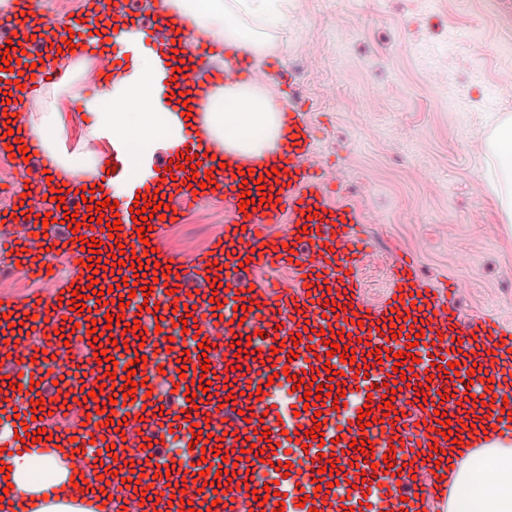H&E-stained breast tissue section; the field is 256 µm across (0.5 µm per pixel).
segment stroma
<instances>
[{"label": "stroma", "mask_w": 512, "mask_h": 512, "mask_svg": "<svg viewBox=\"0 0 512 512\" xmlns=\"http://www.w3.org/2000/svg\"><path fill=\"white\" fill-rule=\"evenodd\" d=\"M264 54L289 71L315 124L313 160L331 166L374 250L362 292H389L388 267L458 285L464 316L512 325V226L485 188L483 132L512 112V0H291ZM24 169L0 152V214ZM230 216L213 193L165 225L161 246L194 261Z\"/></svg>", "instance_id": "1"}]
</instances>
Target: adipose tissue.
Returning <instances> with one entry per match:
<instances>
[{
  "label": "adipose tissue",
  "mask_w": 512,
  "mask_h": 512,
  "mask_svg": "<svg viewBox=\"0 0 512 512\" xmlns=\"http://www.w3.org/2000/svg\"><path fill=\"white\" fill-rule=\"evenodd\" d=\"M154 8L179 14L198 36L218 38L258 50L268 37L288 24V0H153ZM153 63L142 55L130 75L101 81L93 95L79 97L81 111L91 113L83 137V153L58 156L67 175L97 174L101 158L95 145L110 131L124 135V172L128 180L142 176L143 155L180 137V128L151 107ZM56 93L36 88L26 98L34 117L30 127L47 150L64 132L55 110ZM207 137L219 141L227 155L271 158L282 135L280 107L269 87L235 82L210 96L203 116ZM488 153L484 181L501 213L512 221V114L499 113L484 132ZM72 458L68 449L40 447L12 460L9 479L0 478V512H110L99 486L89 488L84 502H71L67 484ZM479 496H471L474 484ZM448 512H512V443L495 442L460 457L451 478Z\"/></svg>",
  "instance_id": "adipose-tissue-1"
}]
</instances>
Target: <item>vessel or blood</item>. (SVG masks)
I'll use <instances>...</instances> for the list:
<instances>
[{
	"instance_id": "obj_1",
	"label": "vessel or blood",
	"mask_w": 512,
	"mask_h": 512,
	"mask_svg": "<svg viewBox=\"0 0 512 512\" xmlns=\"http://www.w3.org/2000/svg\"><path fill=\"white\" fill-rule=\"evenodd\" d=\"M101 0H87L88 12L83 20H70L68 27L56 28L57 38L81 35L88 24L100 15ZM112 23L116 27L112 42L127 54H135L150 46L154 55L155 111L166 113L175 124L183 120L182 113L169 109L167 97L174 84H181L193 97L197 108H204L214 87L227 79L258 81L268 73L256 69L244 48L220 41H190L188 20L170 24L168 18L143 15L137 0H113ZM5 27H47L32 0H18L17 9L0 19ZM185 49L189 59L185 75H175L177 49ZM32 51L43 65L36 72L38 82L60 81L57 66L47 63L52 52L50 44L35 42ZM223 56V68L211 67L210 61ZM282 123L289 136L280 142L267 165L243 161L241 167L224 170V195L231 206V218L222 232L216 234L207 249L194 263L187 264L176 256L157 250L163 224L174 221L181 209L197 199L206 198L208 190L192 191L187 186L190 173L204 175V166L196 170L174 171L172 179L158 195L159 201L170 202L164 218H153L152 229L139 237L136 222L131 219L142 184L160 178L159 161L148 160L143 168V180L128 183L121 176L124 167L123 147L119 141L109 144L114 166L106 178L107 186L121 189L122 201L116 213L105 214L101 224L81 225L71 230L64 225L66 212H82L79 196L67 195L63 208L53 210V225L24 224L19 229L0 233V264L19 269L29 277L47 278L48 267L57 255L68 256L76 266L69 282L50 296L28 295L17 302L0 305V372L11 381L19 382L11 399L0 402L6 417H19L25 427L10 439L6 450L0 451V461L22 453L21 440L27 433L41 428V421L32 417L31 401L43 397L46 411L68 415L71 433H52L51 445H73L78 451L79 467L74 471L75 482H82L91 472L122 471L127 450L139 451L142 458L156 466L148 497L133 491H115L112 512H173L168 495L182 496L192 502L197 512L211 506L212 486L183 484L170 457V444L188 448L191 462L205 461L207 468L218 469L222 463L214 449H189L193 430L217 438L226 445H238L243 454L237 462V476L224 482L222 500L226 512H309L302 507L304 496L315 493L309 477L312 464L321 463L323 456L335 455L340 466H359L366 481L350 489L353 502L371 504L383 497L391 504L390 512H422L426 502L446 503L449 486L447 477L456 471L458 460L453 455L434 462L431 448L448 447L445 431L461 439L462 425L474 426L476 432H488L494 439H512V421L503 419L505 401H512V326L477 314L463 317L447 288H427L419 284L413 263L400 261L392 272L391 289L378 305L366 302L362 294L361 269L373 254L369 241L357 230L361 215L347 202H332L327 194L328 175L312 161L313 127L306 110L288 107ZM10 126L13 136L28 149L35 172H56L57 162L47 154L31 135L23 115L13 116ZM215 142L198 140L189 135L177 142L171 151L179 155L211 154L217 151ZM252 169L260 184L240 186L236 174L239 168ZM279 177H272V169ZM265 185L269 202L257 205L255 212L244 214L239 208L241 191H256ZM120 220L122 229L110 232L108 225ZM95 238L101 243L102 254H110L111 244L126 248L122 267L108 266L98 276L112 284L110 304L101 305L95 299L85 302L86 312L69 309L74 288L86 287L89 272L83 267L89 251L81 241ZM148 256L151 265L144 276H135L131 267L134 257ZM286 269L288 279H260V272ZM136 278L138 286L150 287V295L131 294L123 286V278ZM219 288H212V281ZM330 286V295H323L322 286ZM175 295H168L169 287ZM129 299L126 307H118L121 299ZM221 300L220 310H213V300ZM338 304L335 312L325 311V300ZM150 303L148 318L160 325V332L149 333L138 340L126 331L127 323L137 319L143 303ZM97 316L123 314V322L113 324L109 334L91 339L83 326L87 313ZM197 320L195 328L185 330L181 322L186 315ZM423 323L424 335L417 346H410L407 330H392V316ZM315 329V336H305V328ZM43 337L39 349L27 342L29 329ZM73 331L82 344H93L95 350L113 349L120 341L121 349H113L114 359L104 363H77L70 359L60 330ZM345 333V345L354 349L356 358L365 360L366 368L328 356L324 330ZM297 337L294 348H286L284 340ZM218 347L224 360L212 363L210 373H203L199 341ZM248 341L246 357L237 360L233 343ZM389 352V359L376 362L375 351ZM402 353L403 366L409 367L406 388L391 392L390 382L396 380L393 371L395 353ZM146 356L145 366L137 368L133 377L137 384L133 399L109 404L112 394L124 393V367L137 356ZM186 358L185 374H178L179 358ZM456 363L458 376L436 375V365ZM334 366L336 376H328L327 366ZM167 368L177 391V407L162 412L161 404L147 394L148 386L156 385L160 368ZM116 379H109V372ZM316 377L320 384H332L345 392V405L334 408L333 399L322 396L314 409H305L303 390L293 389L291 376ZM211 381L217 395L200 393L201 380ZM429 380V389H421V380ZM37 390H30V382ZM99 391L97 401L83 399V392ZM426 401L417 417L409 410L417 393ZM394 395L395 412L384 415L381 405L385 396ZM481 396L482 405H473L472 396ZM372 403L374 424L360 427L358 414L365 403ZM251 418H244V411ZM321 416L322 438L307 439V452L301 463H289L285 447H296L299 433L313 426L314 416ZM125 421L124 430L116 422ZM269 431L268 440H259L260 431ZM452 438V439H453ZM361 440L375 447L373 463H366L364 454L355 452L352 440ZM262 456H255V449ZM416 461L425 472L424 484L412 479L409 461ZM398 466L397 482L382 488V474L389 466ZM269 488L266 503L255 501L252 492Z\"/></svg>"
}]
</instances>
